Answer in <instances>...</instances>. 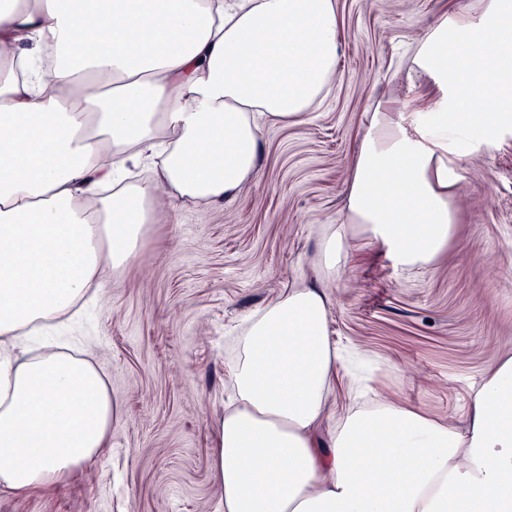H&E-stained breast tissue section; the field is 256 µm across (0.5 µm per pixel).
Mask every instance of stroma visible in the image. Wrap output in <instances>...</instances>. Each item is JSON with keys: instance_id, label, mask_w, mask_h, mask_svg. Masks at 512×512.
<instances>
[{"instance_id": "stroma-1", "label": "stroma", "mask_w": 512, "mask_h": 512, "mask_svg": "<svg viewBox=\"0 0 512 512\" xmlns=\"http://www.w3.org/2000/svg\"><path fill=\"white\" fill-rule=\"evenodd\" d=\"M341 42L332 88L306 122L259 132V170L224 204L159 207L138 257L101 278L81 314L51 337L91 354L119 420L103 451L26 497L0 488V512H217L209 457L228 398L230 338L244 316L305 284L328 298L344 356L330 408L353 406L366 379L378 398L464 427L471 394L512 356V130L454 153L453 239L426 267L399 266L354 234L332 278L314 266L320 228L339 223L369 114L413 112L437 95L412 80L414 48L448 8L484 0H336Z\"/></svg>"}]
</instances>
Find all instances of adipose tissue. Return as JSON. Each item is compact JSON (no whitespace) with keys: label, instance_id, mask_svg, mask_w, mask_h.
Masks as SVG:
<instances>
[{"label":"adipose tissue","instance_id":"ef3b65f1","mask_svg":"<svg viewBox=\"0 0 512 512\" xmlns=\"http://www.w3.org/2000/svg\"><path fill=\"white\" fill-rule=\"evenodd\" d=\"M336 0H11L0 8V487L19 496L105 447L112 395L83 357L14 349L69 312L105 266L127 267L159 203L238 196L258 173L259 119L304 121L336 74ZM415 73L429 109L376 107L325 225L323 275L348 262V225L408 269L454 232L448 136L512 128V0L444 14ZM483 107L471 109L473 97ZM157 155L147 181L127 167ZM340 356L327 299L293 288L247 316L233 399L213 426L219 512H512V357L457 428L378 400L321 424Z\"/></svg>","mask_w":512,"mask_h":512}]
</instances>
